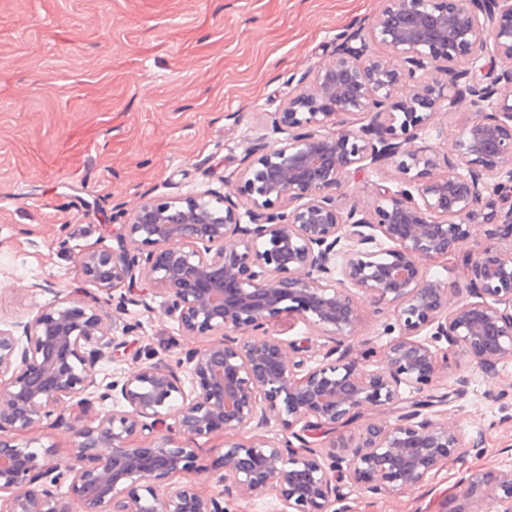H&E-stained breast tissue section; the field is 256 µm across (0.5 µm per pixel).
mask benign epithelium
Masks as SVG:
<instances>
[{"label": "benign epithelium", "instance_id": "obj_1", "mask_svg": "<svg viewBox=\"0 0 512 512\" xmlns=\"http://www.w3.org/2000/svg\"><path fill=\"white\" fill-rule=\"evenodd\" d=\"M298 83L288 127L270 117L244 150L245 212L229 189L144 197L117 247L77 255L90 288L0 321V512H226L260 494L286 512H335L345 481L384 496L466 447L420 395L450 351L487 375L512 360V247L499 245L512 240V206L499 205L512 193V0H383ZM443 101L474 117L442 153L416 142ZM368 168L394 169L395 185L376 186L370 211L342 207L338 192ZM476 222L494 242L463 254ZM448 256L461 258L464 285L425 268ZM358 293L393 311L384 332L397 336L376 369L340 351ZM156 296L193 346L173 361L135 352L132 370L98 382L96 367L124 359L139 327L114 335L110 312H149ZM285 315L337 339L324 362L306 367L303 347L270 334ZM75 398L84 414L71 419ZM394 405L389 424L380 413ZM273 421L288 431L279 443L236 438ZM43 423L70 435L68 457L17 442ZM215 433L223 489L174 482L195 469L190 440ZM321 433L322 451L306 440ZM466 496L465 512H512V471L474 476Z\"/></svg>", "mask_w": 512, "mask_h": 512}]
</instances>
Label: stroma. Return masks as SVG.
Returning a JSON list of instances; mask_svg holds the SVG:
<instances>
[{"label": "stroma", "mask_w": 512, "mask_h": 512, "mask_svg": "<svg viewBox=\"0 0 512 512\" xmlns=\"http://www.w3.org/2000/svg\"><path fill=\"white\" fill-rule=\"evenodd\" d=\"M382 0H0V320L35 314L84 284L76 263L120 233L112 208L143 195L211 187L238 169L271 112L288 110L291 75L332 60L337 34L368 25ZM353 357L387 341L388 304L358 296ZM140 315L132 348L172 359L186 348L161 299ZM321 363L329 336L295 318L270 327ZM466 374L465 393L438 419L480 450L456 452L421 483L386 496L349 488L339 512H462L476 474L512 471V361L495 378L468 357L441 363L440 392ZM509 388L498 402L489 385ZM196 480L218 492L224 437L198 438Z\"/></svg>", "instance_id": "stroma-1"}]
</instances>
